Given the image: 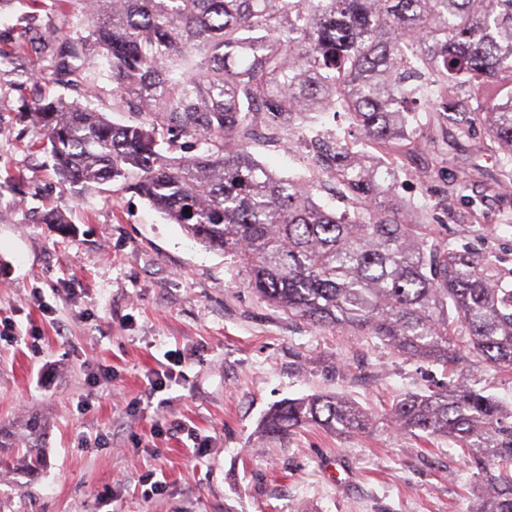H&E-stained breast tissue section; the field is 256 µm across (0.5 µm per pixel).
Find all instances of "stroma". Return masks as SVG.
<instances>
[{
    "label": "stroma",
    "instance_id": "stroma-1",
    "mask_svg": "<svg viewBox=\"0 0 512 512\" xmlns=\"http://www.w3.org/2000/svg\"><path fill=\"white\" fill-rule=\"evenodd\" d=\"M80 19L55 0L0 7V430L20 448L28 418L46 424L42 471L1 475L0 512H468L485 491L476 470L448 439L388 422L397 401L447 382V368L290 318L121 183L59 179L24 108L56 96L116 124L140 118L114 105L106 58L85 74L89 96L45 74L50 38ZM248 149L278 175H312L305 138L285 148L260 134ZM427 163L423 148L407 159L398 199L436 202L458 171L494 166L465 148L425 180ZM466 193L482 198V223L440 210L436 232L511 268L500 200L479 182ZM50 210L68 228L42 223ZM163 371L165 389L151 391ZM336 392L371 413L368 432L260 434L280 401Z\"/></svg>",
    "mask_w": 512,
    "mask_h": 512
}]
</instances>
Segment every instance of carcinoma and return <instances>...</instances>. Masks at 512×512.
I'll list each match as a JSON object with an SVG mask.
<instances>
[{"label":"carcinoma","mask_w":512,"mask_h":512,"mask_svg":"<svg viewBox=\"0 0 512 512\" xmlns=\"http://www.w3.org/2000/svg\"><path fill=\"white\" fill-rule=\"evenodd\" d=\"M86 23L52 52L51 77L84 80L100 56L111 62L113 96L143 107L118 125L57 100L35 104L58 175L76 185L122 182L194 239L224 252L248 285L288 316L342 327L410 358L455 372L512 371V268L489 252L459 250L428 224V203L394 202L399 160L421 147L436 114L445 148L466 143L494 155L448 180L438 205L461 200L478 222L482 200L461 192L478 176L512 218V0H78ZM342 115L346 137L320 139L317 116ZM173 123L207 145L175 161L158 128ZM263 127L289 143L309 134L316 178L336 185L338 211L300 178L273 173L245 146ZM191 212L186 213L184 209ZM389 421L448 438L487 487L470 512H512V411L449 378L394 404ZM366 410L339 395L284 401L261 433L283 437L318 426L363 434ZM44 425L26 424L31 445L12 458L28 474L42 465Z\"/></svg>","instance_id":"cac0c4a2"}]
</instances>
